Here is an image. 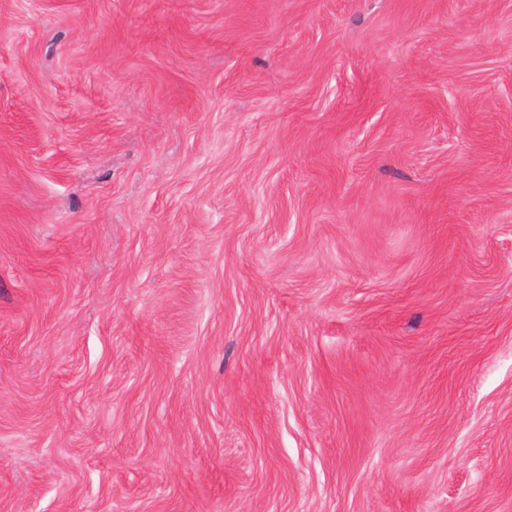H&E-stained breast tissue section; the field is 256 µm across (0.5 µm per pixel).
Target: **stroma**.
Listing matches in <instances>:
<instances>
[{
  "label": "stroma",
  "mask_w": 512,
  "mask_h": 512,
  "mask_svg": "<svg viewBox=\"0 0 512 512\" xmlns=\"http://www.w3.org/2000/svg\"><path fill=\"white\" fill-rule=\"evenodd\" d=\"M0 512H512V0H0Z\"/></svg>",
  "instance_id": "35a3bbf8"
}]
</instances>
